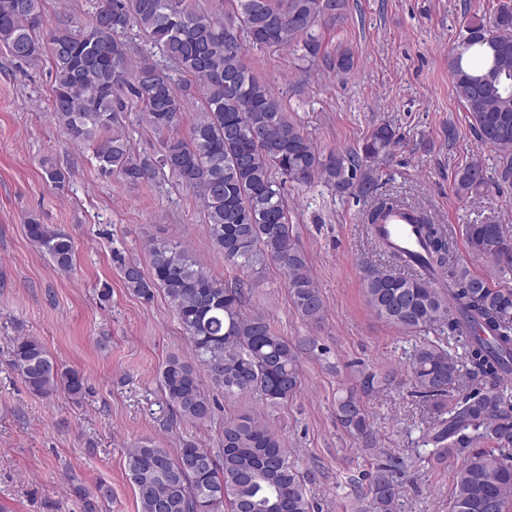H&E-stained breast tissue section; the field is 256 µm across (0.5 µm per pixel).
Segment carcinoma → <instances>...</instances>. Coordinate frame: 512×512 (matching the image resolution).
<instances>
[{
	"instance_id": "cac0c4a2",
	"label": "carcinoma",
	"mask_w": 512,
	"mask_h": 512,
	"mask_svg": "<svg viewBox=\"0 0 512 512\" xmlns=\"http://www.w3.org/2000/svg\"><path fill=\"white\" fill-rule=\"evenodd\" d=\"M346 7L347 0H215L210 9L190 0H97L88 18L65 15L53 23L42 0H0V47L26 63L49 59L52 115L72 142L93 146L102 177L139 186L170 175L199 201L225 263L243 272L279 269L294 309L317 325L325 303L291 224L286 184L317 181L342 198H377L379 165L395 131L382 123L353 151L317 150L281 96L245 62L244 48L293 45L312 64L322 49L319 28L341 23ZM133 28L162 60H132L124 35ZM354 65L348 47L329 62L338 73ZM448 75L479 143L500 153L502 178H512L511 6L462 25L448 51ZM130 103L163 136L159 157L133 151L125 133ZM190 106L195 118L183 137L178 128ZM454 182L457 196L478 194L487 187L486 171L474 159ZM401 205L377 198L369 224ZM418 224L426 247L421 265L442 287L418 271L404 276L367 267L362 294L389 325L441 333L414 349L408 372L415 393L432 402L430 462L446 465L478 439L492 444L468 452L456 467L450 512H512V399L498 389L512 374V289L495 284L512 274V235L488 221L465 225L469 253L492 262L477 275L422 210ZM26 231L55 272L73 271L69 233L35 218ZM146 251L145 267L119 260L124 288L146 302L164 292L192 350L191 359L172 354L161 367L173 418L212 420L216 398L207 381L226 398L250 393L268 407L297 394L302 357L318 349L315 337L278 335L265 314L246 310L248 280L226 284L182 243L151 239ZM453 342L463 353L451 351ZM10 366L34 396L62 391L77 402L85 393L84 374L59 364L35 338L14 340ZM395 382L391 372L361 371L358 384L336 396V422L365 448L377 447L365 397ZM220 444L216 453L186 442L172 455L146 438L128 449L126 473L139 512H313L285 439L266 422L251 413L226 418ZM367 480L370 512H397L394 469L379 466Z\"/></svg>"
}]
</instances>
